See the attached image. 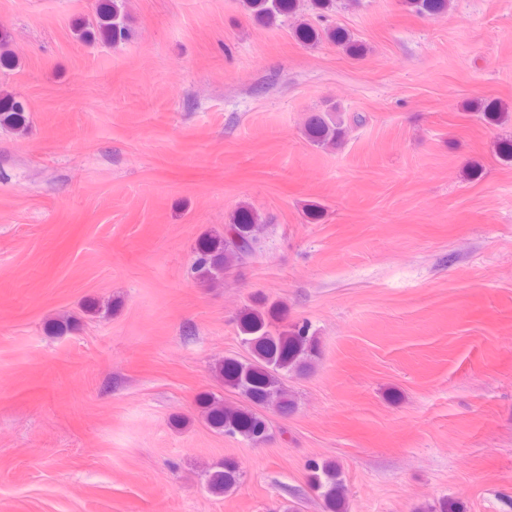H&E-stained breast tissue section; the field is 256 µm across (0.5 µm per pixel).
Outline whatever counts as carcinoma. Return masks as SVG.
Instances as JSON below:
<instances>
[{
	"label": "carcinoma",
	"instance_id": "cac0c4a2",
	"mask_svg": "<svg viewBox=\"0 0 512 512\" xmlns=\"http://www.w3.org/2000/svg\"><path fill=\"white\" fill-rule=\"evenodd\" d=\"M419 14L436 16L444 13L450 0H407ZM244 8L256 17L275 22L289 18L300 11V0H243ZM99 19L98 33L87 32L84 38L93 41L118 43L128 35L123 12V0H96ZM295 38L303 44L319 41V32L302 21L294 29ZM327 38L343 46L351 54L361 51L360 44L342 28L326 32ZM0 124L17 131L28 126L26 105L12 95L0 96ZM348 127L337 112H319L307 123L308 141L317 147L333 148L343 143ZM262 224L258 212L249 207L239 208L231 222L224 226V237L203 238L196 248L193 270L198 279L217 283L224 279V270L253 257L259 248ZM280 309H250L239 320L242 341L250 351V358L239 360L226 357L215 366L216 375L224 387L248 402L241 406L205 396L200 400L207 424L224 434L258 444L267 438L268 422L262 409L274 407L282 416L295 411L296 403L284 386L283 377L294 373L306 374L318 355V341L305 323L280 326L276 324ZM309 484L325 503L328 512H344V484L342 473L335 463L312 461L309 464ZM241 478L240 466L226 460L212 466L207 474V485L216 495L231 492Z\"/></svg>",
	"mask_w": 512,
	"mask_h": 512
}]
</instances>
